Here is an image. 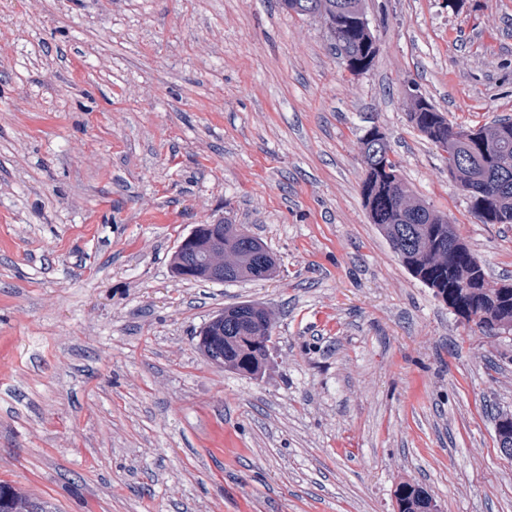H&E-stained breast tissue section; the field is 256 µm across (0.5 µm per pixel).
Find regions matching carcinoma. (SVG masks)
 <instances>
[{
    "mask_svg": "<svg viewBox=\"0 0 512 512\" xmlns=\"http://www.w3.org/2000/svg\"><path fill=\"white\" fill-rule=\"evenodd\" d=\"M302 16L317 17L323 25H335L336 17L361 20L347 31L335 49L349 60L350 70L366 72L375 63L376 37L365 21V0H281ZM409 119L438 150L446 154L448 175L457 187L468 189L471 212L483 224H512V119H494L476 129L463 142L454 137L457 125L448 120L426 97L410 103ZM364 173L360 191L371 223L378 226L401 264L453 313L464 319L478 316L476 326L496 336L502 325L512 326V283L489 285L485 264L476 257L448 223V215L419 198L401 178L392 150L379 127L360 139ZM209 239L177 247L173 270L194 281H209ZM224 268L232 280H263L278 274V265L263 241L242 226L224 224ZM267 310L253 303L224 308L199 333L203 354L216 351L220 364L245 375L261 373L270 356L272 332ZM401 512H426L433 497L421 486L408 482L395 491ZM0 512H56L47 501L23 498L0 484Z\"/></svg>",
    "mask_w": 512,
    "mask_h": 512,
    "instance_id": "obj_1",
    "label": "carcinoma"
}]
</instances>
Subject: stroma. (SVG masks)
Wrapping results in <instances>:
<instances>
[{
  "label": "stroma",
  "instance_id": "35a3bbf8",
  "mask_svg": "<svg viewBox=\"0 0 512 512\" xmlns=\"http://www.w3.org/2000/svg\"><path fill=\"white\" fill-rule=\"evenodd\" d=\"M364 74L280 0H0V483L59 512H512L494 416L512 335L464 326L360 195L385 132L413 191L512 280L408 119L512 116V0H366ZM247 226L280 273L185 281L198 224ZM275 325L262 373L209 361L224 307ZM395 498L401 506L402 512H429L431 501L437 505L433 497L423 487L408 482L401 483L397 487Z\"/></svg>",
  "mask_w": 512,
  "mask_h": 512
}]
</instances>
